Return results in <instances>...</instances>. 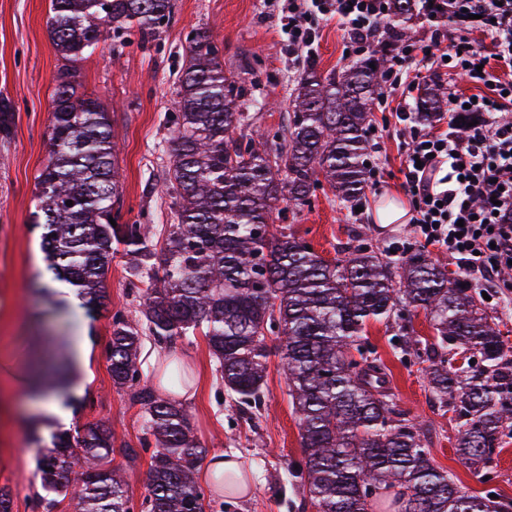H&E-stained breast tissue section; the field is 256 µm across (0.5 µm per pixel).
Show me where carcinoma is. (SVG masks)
Returning a JSON list of instances; mask_svg holds the SVG:
<instances>
[{"mask_svg":"<svg viewBox=\"0 0 512 512\" xmlns=\"http://www.w3.org/2000/svg\"><path fill=\"white\" fill-rule=\"evenodd\" d=\"M389 7L400 20L416 12L415 0H390ZM171 10L172 0H51L48 26L56 50L76 61L95 50L102 27L145 40ZM188 57L167 179L177 223L163 242L140 224L118 223L123 185L109 112L78 93L67 70L55 79L49 158L33 214L46 270L81 288L89 303L107 307L106 280L120 247L134 257L131 276L148 279L144 322L113 315L107 348L113 385L130 389L145 415L139 444L154 445L141 512L213 510L196 481L208 449L187 411L143 378L145 332L160 344L202 333L224 388L249 408L259 406L266 386V338L277 337L316 512H376L385 494L395 512H512L493 491L468 494L433 466L424 427L406 418L363 336L371 319L398 327L405 351L427 363L431 397L457 421L459 460L490 476L496 449L512 439V351L498 318L482 308L481 292L450 281L425 250L393 259L353 246L330 263L293 234L271 230L280 204L305 205L322 179L343 202L364 194L366 131L386 75L382 50L339 76L305 69L288 134L259 142L235 137L250 115L240 110L241 89L224 73L209 31L194 33ZM442 102L439 86L426 85L415 111L431 120ZM13 123L11 104L1 98V138L10 137ZM417 309L430 318V339L403 324ZM467 352L479 363L453 364ZM115 443L103 425L53 436L52 451L38 462L37 507L54 512L62 496L77 512H135L121 470L109 467Z\"/></svg>","mask_w":512,"mask_h":512,"instance_id":"1","label":"carcinoma"}]
</instances>
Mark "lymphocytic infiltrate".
Returning a JSON list of instances; mask_svg holds the SVG:
<instances>
[{"instance_id":"f902f5d3","label":"lymphocytic infiltrate","mask_w":512,"mask_h":512,"mask_svg":"<svg viewBox=\"0 0 512 512\" xmlns=\"http://www.w3.org/2000/svg\"><path fill=\"white\" fill-rule=\"evenodd\" d=\"M448 14L460 24L480 16L493 40V57L473 51L448 30H436L429 43L406 47L395 57L387 77L390 91L379 104L399 121L408 120L418 88L415 70L423 59L436 75L454 69L487 86V95L472 103L453 90L446 99L449 114L468 106L484 114L483 123L462 132L452 126L411 131L402 168L413 224L425 245L446 250L460 273L482 282L512 271V122L498 118L512 112V0H448ZM315 18L336 20L352 46L363 50L388 22L389 0H288L279 24L290 52L311 49ZM491 59L507 76L487 69Z\"/></svg>"}]
</instances>
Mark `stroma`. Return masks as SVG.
<instances>
[{"label":"stroma","instance_id":"35a3bbf8","mask_svg":"<svg viewBox=\"0 0 512 512\" xmlns=\"http://www.w3.org/2000/svg\"><path fill=\"white\" fill-rule=\"evenodd\" d=\"M173 12L148 40L133 36L119 42L105 37L94 53L76 62L61 56L48 31L50 0H0V98L16 112L9 140L0 139V487L12 497V512H38L40 492L37 450L28 427L38 423L42 436L56 427L29 398L31 364L49 339L67 346L83 343L86 360L73 361L70 390L82 398L71 426L101 423L118 441L137 444L144 418L131 392L117 389L107 368L105 352L111 339L112 317L120 313L140 319L144 282L129 275L125 252L112 257L107 288L109 305L90 315L87 304L72 307L48 290L52 276L45 270L40 232L32 227L35 178L49 155L48 126L54 79L74 70L82 91L110 111L118 165L122 174V220L148 227L154 238L167 234L175 215L166 186L171 164L170 140L176 127V82L188 63L191 32L207 29L224 59V71L236 76L240 104L252 115L249 132L274 133L287 125L296 79L308 65L330 73L358 61L360 52L347 48L335 22L314 21L317 38L311 53L293 56L281 39L277 16L288 0H173ZM262 108H253V101ZM365 157L378 181L366 191L362 211L340 205L327 184H320L309 205H282L277 229L307 242L325 260L342 258L348 243L360 240L383 251L418 246L413 224H378L374 213L386 200L405 201L401 145L409 123H397L387 112H374ZM366 335L389 374V386L402 409L427 430L431 460L451 473L473 494L495 490L512 500V442L498 456L492 483L461 464L455 454V428L433 401L423 365L402 355L394 329L369 321ZM271 351L267 387L256 409L239 406L224 388L203 336H184L173 345L143 336L140 361L145 378L157 394L169 397L163 378L167 365L188 374L187 399L193 432L210 457L235 450L253 482L249 498H228L224 512H316L306 493L300 430L288 396V382L276 351Z\"/></svg>","mask_w":512,"mask_h":512}]
</instances>
